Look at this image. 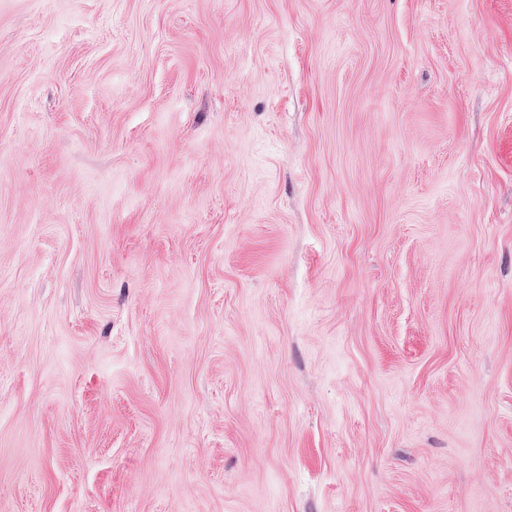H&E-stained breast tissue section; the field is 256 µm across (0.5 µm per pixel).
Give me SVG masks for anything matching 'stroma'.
<instances>
[{"label":"stroma","mask_w":512,"mask_h":512,"mask_svg":"<svg viewBox=\"0 0 512 512\" xmlns=\"http://www.w3.org/2000/svg\"><path fill=\"white\" fill-rule=\"evenodd\" d=\"M0 512H512V0H0Z\"/></svg>","instance_id":"1"}]
</instances>
